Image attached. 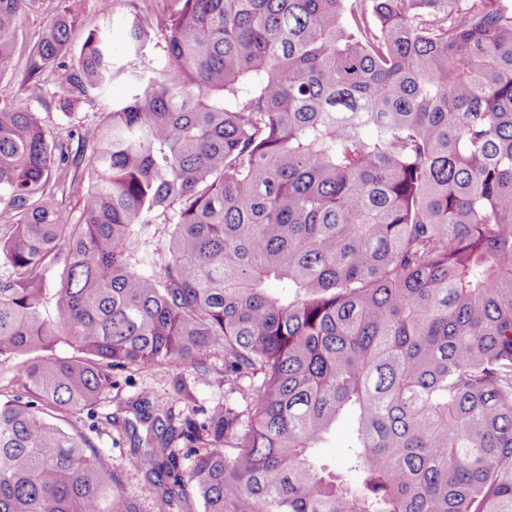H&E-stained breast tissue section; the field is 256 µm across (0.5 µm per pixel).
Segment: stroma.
Wrapping results in <instances>:
<instances>
[{"label": "stroma", "instance_id": "stroma-1", "mask_svg": "<svg viewBox=\"0 0 512 512\" xmlns=\"http://www.w3.org/2000/svg\"><path fill=\"white\" fill-rule=\"evenodd\" d=\"M163 8L162 0H113L112 13L106 16L100 11L99 0H34L15 31L23 57L1 72L0 80L20 85L26 75V60L36 55L45 30L56 16L67 13L71 18L67 52L61 61L43 66L39 72L38 78L44 89L42 97L29 99L20 93L14 99L15 106L38 114L48 136H66L68 130L92 120L94 112L111 111L113 105L124 102L130 94L128 85L116 79L96 94L94 103L65 100L61 91L64 67L77 59L89 32L95 28L101 30L118 48L122 45L120 24L123 17L144 11L160 19L164 16ZM178 377L193 382L194 408L207 410L223 404L224 381L221 376L214 374L208 379L198 380L192 369L159 365L132 372L129 381L119 382L103 393L94 414L83 411L72 418L73 423L92 439L100 454L111 465L122 483L126 498L138 506L139 512L170 510L162 504L153 480L145 470L130 466L133 444L129 434L109 425L105 417L119 412L125 418H134L135 413L129 409L128 403L143 392L172 403L175 410H182L183 404L173 388V381Z\"/></svg>", "mask_w": 512, "mask_h": 512}]
</instances>
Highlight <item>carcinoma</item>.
Listing matches in <instances>:
<instances>
[{
	"label": "carcinoma",
	"mask_w": 512,
	"mask_h": 512,
	"mask_svg": "<svg viewBox=\"0 0 512 512\" xmlns=\"http://www.w3.org/2000/svg\"><path fill=\"white\" fill-rule=\"evenodd\" d=\"M32 2L0 0V70ZM174 2L156 61L89 33L66 98L132 94L65 138L0 85V361L44 352L0 401V512H139L61 423L212 353L224 406L132 402L165 505L512 512V0ZM152 32L124 18L127 55ZM353 428V421L345 419L336 429V436L333 437L325 448L320 449L322 459L330 466H340L346 452L344 448L345 439Z\"/></svg>",
	"instance_id": "obj_1"
}]
</instances>
